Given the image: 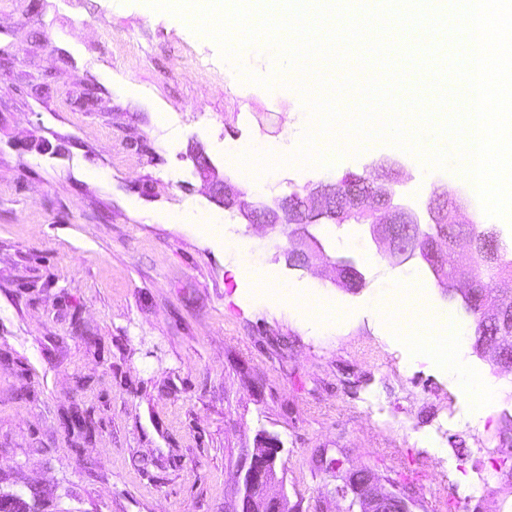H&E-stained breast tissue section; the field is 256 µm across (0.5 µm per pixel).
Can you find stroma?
I'll use <instances>...</instances> for the list:
<instances>
[{
	"label": "stroma",
	"mask_w": 512,
	"mask_h": 512,
	"mask_svg": "<svg viewBox=\"0 0 512 512\" xmlns=\"http://www.w3.org/2000/svg\"><path fill=\"white\" fill-rule=\"evenodd\" d=\"M310 116L287 79L230 80L218 45L164 12L110 0H0V485L39 489L46 512H236L238 467L262 435L281 443L273 492L296 512H346L336 473L372 471L413 512H512L497 477L467 470L512 452V370L469 355L471 391L410 367L389 342L376 265L358 224H319L324 257L289 266L286 241L212 202L189 150L269 200L393 156L411 204L470 188L382 143L334 167L285 163L256 192L242 154L291 155ZM213 216L191 224L186 211ZM264 263L252 265L254 244ZM354 263L361 289L335 286ZM239 265L244 288L228 268ZM275 279L279 295L260 291ZM92 411L77 448L71 403ZM327 449L338 470L319 468Z\"/></svg>",
	"instance_id": "35a3bbf8"
}]
</instances>
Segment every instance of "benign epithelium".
<instances>
[{"instance_id": "obj_1", "label": "benign epithelium", "mask_w": 512, "mask_h": 512, "mask_svg": "<svg viewBox=\"0 0 512 512\" xmlns=\"http://www.w3.org/2000/svg\"><path fill=\"white\" fill-rule=\"evenodd\" d=\"M190 156L196 174L209 186L217 205L226 209L236 207L248 223L259 224L287 238L292 245L287 261L293 267L307 268L324 256L322 245L309 230L323 220L333 224L352 220L367 226L371 241L398 264L420 258L445 295L461 296L468 311L494 325L490 336L481 328L475 329L473 353L494 367L512 364V293L501 290L498 300L488 305L484 292L478 288L449 287L447 267L438 249L445 235H428L431 226L450 224V215L468 209L469 201L460 190L447 185L436 188L428 204L426 222L419 219L413 208L399 202L395 183L353 172L345 173L334 183H309L302 195L293 192L269 202L248 204L244 201L245 190L231 178L220 175L203 149L191 150ZM468 241L469 262L460 273L466 275L478 266L500 269L507 263L497 232L485 237L470 235ZM334 267L342 288L356 290L363 286V274L352 262L341 260ZM280 451L279 440L265 435L245 454L239 465L242 489L237 512H294L285 492H269L277 481ZM336 493L343 498L352 494L351 505L358 507L359 512H412L409 497L395 489H381L374 474L366 469L347 471ZM0 502L11 512H29L24 485L9 490L0 487Z\"/></svg>"}]
</instances>
